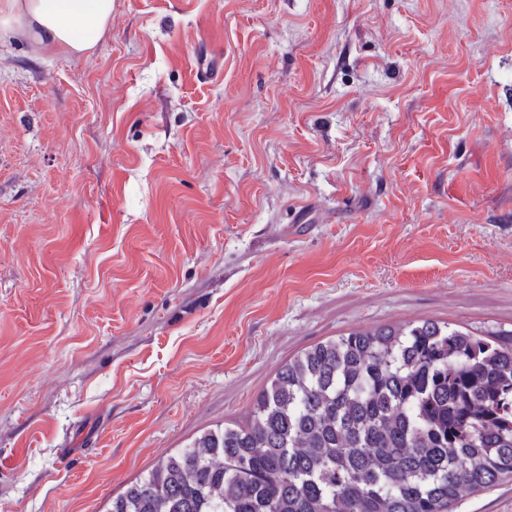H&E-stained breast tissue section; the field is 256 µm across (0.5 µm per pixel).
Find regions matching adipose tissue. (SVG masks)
I'll list each match as a JSON object with an SVG mask.
<instances>
[{
  "label": "adipose tissue",
  "mask_w": 512,
  "mask_h": 512,
  "mask_svg": "<svg viewBox=\"0 0 512 512\" xmlns=\"http://www.w3.org/2000/svg\"><path fill=\"white\" fill-rule=\"evenodd\" d=\"M111 17L112 0H0V40L78 55L101 40Z\"/></svg>",
  "instance_id": "obj_1"
}]
</instances>
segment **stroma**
<instances>
[{"label":"stroma","instance_id":"35a3bbf8","mask_svg":"<svg viewBox=\"0 0 512 512\" xmlns=\"http://www.w3.org/2000/svg\"><path fill=\"white\" fill-rule=\"evenodd\" d=\"M420 319L512 332V0H113L86 53L0 41V512H106L304 348Z\"/></svg>","mask_w":512,"mask_h":512}]
</instances>
